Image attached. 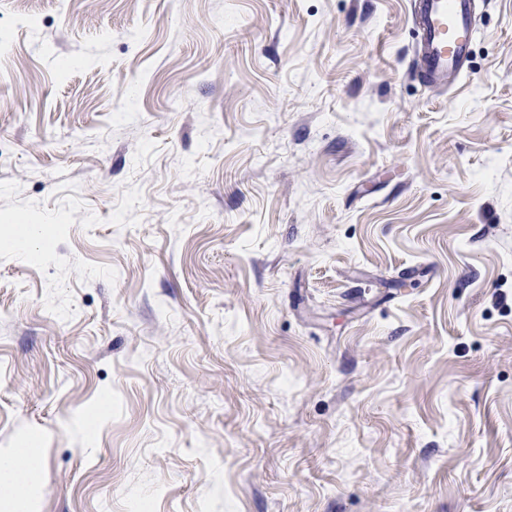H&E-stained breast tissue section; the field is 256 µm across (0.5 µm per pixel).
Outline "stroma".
Here are the masks:
<instances>
[{
	"mask_svg": "<svg viewBox=\"0 0 512 512\" xmlns=\"http://www.w3.org/2000/svg\"><path fill=\"white\" fill-rule=\"evenodd\" d=\"M0 0V454L27 512H512V0ZM417 38L421 69L429 84H447L469 61L477 34L473 0H419ZM42 459L37 448H15L11 454H2L0 460V500L15 509L24 506L37 475Z\"/></svg>",
	"mask_w": 512,
	"mask_h": 512,
	"instance_id": "35a3bbf8",
	"label": "stroma"
}]
</instances>
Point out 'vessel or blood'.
Listing matches in <instances>:
<instances>
[{"label": "vessel or blood", "instance_id": "b4317fda", "mask_svg": "<svg viewBox=\"0 0 512 512\" xmlns=\"http://www.w3.org/2000/svg\"><path fill=\"white\" fill-rule=\"evenodd\" d=\"M477 34L473 0H419L417 38L424 80L447 83L468 63Z\"/></svg>", "mask_w": 512, "mask_h": 512}]
</instances>
